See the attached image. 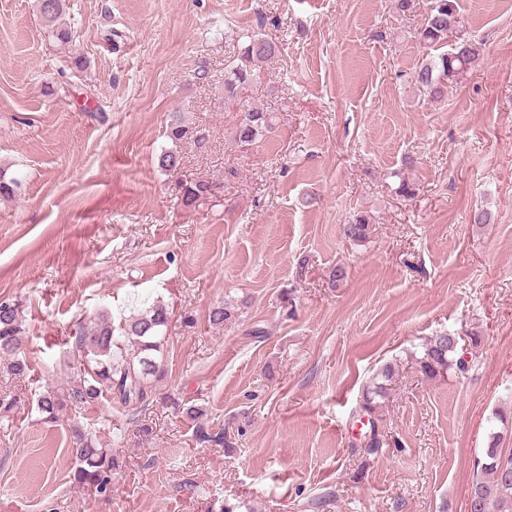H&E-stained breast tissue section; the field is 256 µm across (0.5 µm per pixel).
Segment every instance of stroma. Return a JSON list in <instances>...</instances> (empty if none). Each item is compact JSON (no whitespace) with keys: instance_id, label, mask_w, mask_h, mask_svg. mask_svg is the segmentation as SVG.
Returning <instances> with one entry per match:
<instances>
[{"instance_id":"stroma-1","label":"stroma","mask_w":512,"mask_h":512,"mask_svg":"<svg viewBox=\"0 0 512 512\" xmlns=\"http://www.w3.org/2000/svg\"><path fill=\"white\" fill-rule=\"evenodd\" d=\"M458 5L480 55L433 102L412 81L437 53L417 35L428 0H69L66 44L35 0H0V174L19 182L0 197V299L32 363L0 367V395H21L0 420V512H467L490 433L512 448V0ZM251 35L279 53L225 99ZM244 103L276 117L246 149ZM359 213L373 231L354 244ZM144 299L169 311L152 402L41 420L33 395L77 372L79 323ZM462 331L481 337L468 371L422 375L426 340ZM387 363L389 444L365 457L356 410ZM75 424L124 464L111 497L73 479ZM372 224L363 215H356L347 224H343V235L354 244L363 243L369 239Z\"/></svg>"}]
</instances>
